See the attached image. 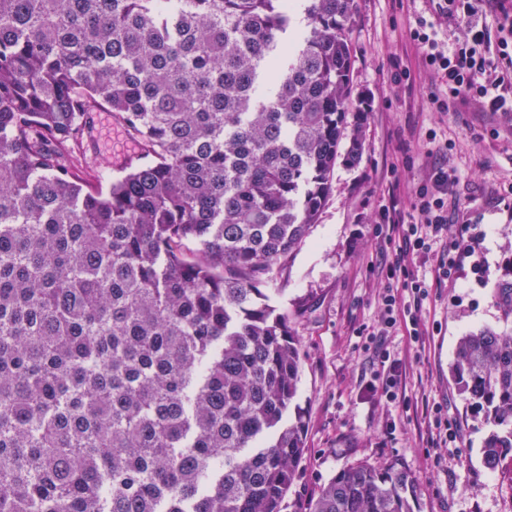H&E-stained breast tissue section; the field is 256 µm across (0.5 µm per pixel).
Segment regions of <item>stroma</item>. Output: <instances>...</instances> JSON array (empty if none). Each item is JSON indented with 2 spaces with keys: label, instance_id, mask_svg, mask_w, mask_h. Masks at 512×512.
I'll list each match as a JSON object with an SVG mask.
<instances>
[{
  "label": "stroma",
  "instance_id": "35a3bbf8",
  "mask_svg": "<svg viewBox=\"0 0 512 512\" xmlns=\"http://www.w3.org/2000/svg\"><path fill=\"white\" fill-rule=\"evenodd\" d=\"M352 83L355 107H367L362 155L338 160L332 189L316 224L300 248L279 266L271 303L288 317L301 355L302 381L296 400L305 422L303 473L288 494L292 512H302L340 468L365 461L399 460L415 477L420 512H512V468L490 473L482 464L485 429L451 380L459 338L482 327H503L496 288L512 282V119L481 111L431 110L436 75L421 63L409 37L417 17L434 18L432 0H353ZM436 18V17H435ZM410 73L401 87L395 66ZM446 147L458 175L448 208L449 238L468 227L475 256L464 259L455 285L432 284L423 308L432 336L421 361H414L403 332L387 337L391 352L409 360L404 395L410 411L360 393L373 367L363 349L384 286L379 270L388 245L372 233L381 209L392 206L394 183L418 186L430 160L426 135ZM92 167L112 173L122 155L135 151L111 113H99ZM443 403L461 431V462L436 464L428 448L427 404ZM396 422L385 434V419Z\"/></svg>",
  "mask_w": 512,
  "mask_h": 512
}]
</instances>
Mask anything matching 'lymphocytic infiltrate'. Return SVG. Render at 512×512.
Returning <instances> with one entry per match:
<instances>
[{"mask_svg":"<svg viewBox=\"0 0 512 512\" xmlns=\"http://www.w3.org/2000/svg\"><path fill=\"white\" fill-rule=\"evenodd\" d=\"M439 11L458 17L466 37L444 51L434 22L421 18L410 30L411 39L425 51L423 65L440 80L429 98L434 111L456 112L474 101L485 112H512V0H443ZM455 181L444 160L432 161L424 181L409 193V207L383 209L374 226L375 237L395 249L381 265L386 286L380 315L364 344L376 371L364 390L388 404L403 396L406 365L392 357L386 336L401 326L417 347H424L429 330L421 308L429 282H455L460 257L472 250L467 240L448 239V191ZM430 253L437 256L431 279L415 276L410 269L414 256Z\"/></svg>","mask_w":512,"mask_h":512,"instance_id":"f902f5d3","label":"lymphocytic infiltrate"}]
</instances>
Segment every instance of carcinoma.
Here are the masks:
<instances>
[{"label": "carcinoma", "mask_w": 512, "mask_h": 512, "mask_svg": "<svg viewBox=\"0 0 512 512\" xmlns=\"http://www.w3.org/2000/svg\"><path fill=\"white\" fill-rule=\"evenodd\" d=\"M352 28V0H0V512H285L301 357L260 285L329 191ZM102 111L140 152L105 190ZM450 372L512 462V329ZM306 512L418 487L354 463Z\"/></svg>", "instance_id": "obj_1"}]
</instances>
